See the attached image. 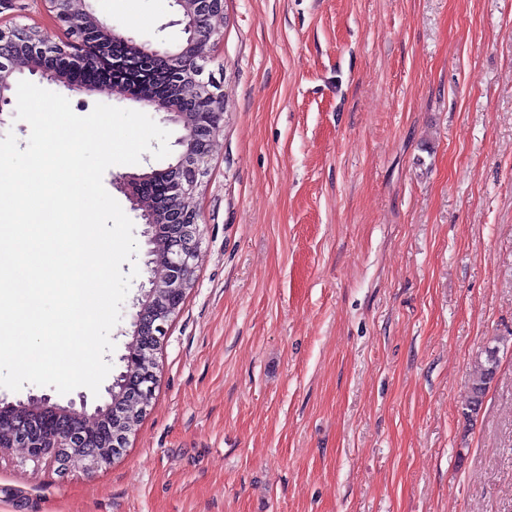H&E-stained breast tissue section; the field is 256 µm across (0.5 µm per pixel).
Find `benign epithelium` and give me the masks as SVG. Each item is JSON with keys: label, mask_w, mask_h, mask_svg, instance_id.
Returning <instances> with one entry per match:
<instances>
[{"label": "benign epithelium", "mask_w": 512, "mask_h": 512, "mask_svg": "<svg viewBox=\"0 0 512 512\" xmlns=\"http://www.w3.org/2000/svg\"><path fill=\"white\" fill-rule=\"evenodd\" d=\"M62 35L31 26L0 28V112L12 102L19 77L25 73L49 83H63L77 91H91L99 68L95 58L105 57L108 67L134 77H148L162 65L181 90L176 101L144 98L155 110L170 114L184 134L177 139L181 150L152 178L126 177L125 192L138 217L150 224L158 221L167 232L148 236L149 289L132 314L134 342L127 346L117 377L124 378L121 390L135 396L138 413L148 411L154 394L155 376L140 372L141 357L156 354L165 324L178 313V306L192 283L188 274L197 256L201 235L196 196L207 174L217 130L190 112V104L205 100L224 111V92L212 73L211 39L217 33L212 21L222 17L224 0H172L182 26V42L174 49L140 42L116 27L101 23L88 0H42ZM109 399L89 413L88 396L79 394L84 411L52 402V397L29 394L26 399L0 405V451L25 449L32 460H49L57 469L81 467L87 471L112 464L128 443L130 431H112V418L121 409L120 399Z\"/></svg>", "instance_id": "obj_1"}]
</instances>
